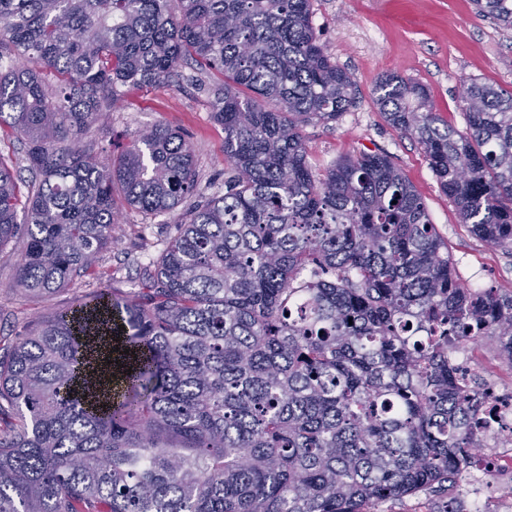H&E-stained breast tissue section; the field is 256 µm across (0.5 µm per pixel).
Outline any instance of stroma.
I'll return each instance as SVG.
<instances>
[{"instance_id":"obj_1","label":"stroma","mask_w":512,"mask_h":512,"mask_svg":"<svg viewBox=\"0 0 512 512\" xmlns=\"http://www.w3.org/2000/svg\"><path fill=\"white\" fill-rule=\"evenodd\" d=\"M312 22L333 61L353 74L358 87L354 106L336 123L302 127L313 169L321 172L362 153L390 156L447 241L458 280L472 288L511 292L512 253L486 245L460 223L419 145L385 121L376 88L380 77L391 72L418 82L427 88L440 117L465 130L460 97L466 81L512 90V30L478 17L472 0H313ZM198 77V71L185 64L171 82L119 88L87 143L104 158L132 142L143 128H178L195 152L200 190L207 195L223 192L224 129L214 121L210 98ZM181 221L178 209L157 217L124 211L116 229L118 243L102 254L98 267L115 293L142 284ZM22 247L16 241L0 253V337L9 340L33 329L38 316L88 293L93 282L88 276L49 300L31 301L15 285L16 255Z\"/></svg>"}]
</instances>
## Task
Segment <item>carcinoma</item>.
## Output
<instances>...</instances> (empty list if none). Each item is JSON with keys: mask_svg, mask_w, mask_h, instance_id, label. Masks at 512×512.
<instances>
[{"mask_svg": "<svg viewBox=\"0 0 512 512\" xmlns=\"http://www.w3.org/2000/svg\"><path fill=\"white\" fill-rule=\"evenodd\" d=\"M312 0H0V249L46 299L94 270L125 207L183 208L144 288L97 289L0 355V512H370L455 491L475 445L454 353L492 337L512 365V292L462 286L448 243L386 154L324 173L301 128L355 103ZM512 30V0H474ZM208 75L224 193L205 196L184 133L153 126L108 160L83 139L117 86ZM53 73L48 90L44 72ZM460 220L512 252V91L472 80L459 131L427 89L383 75ZM0 155L12 161L14 168L22 178H31L32 174L27 170L29 163L25 140L16 137L9 128L4 126L0 129Z\"/></svg>", "mask_w": 512, "mask_h": 512, "instance_id": "obj_1", "label": "carcinoma"}]
</instances>
